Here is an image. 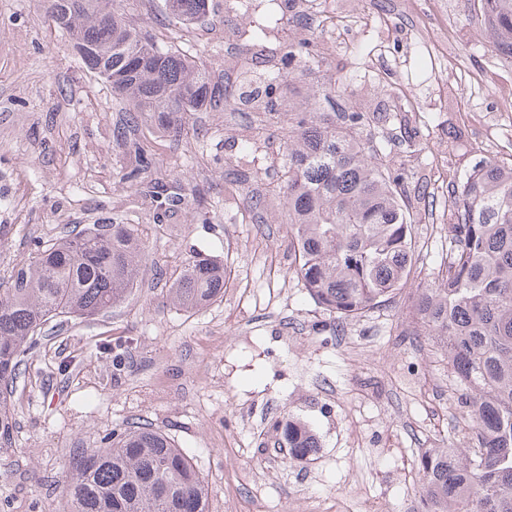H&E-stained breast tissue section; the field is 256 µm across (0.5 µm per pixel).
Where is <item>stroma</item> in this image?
<instances>
[{"instance_id": "1", "label": "stroma", "mask_w": 512, "mask_h": 512, "mask_svg": "<svg viewBox=\"0 0 512 512\" xmlns=\"http://www.w3.org/2000/svg\"><path fill=\"white\" fill-rule=\"evenodd\" d=\"M325 25L289 30L269 12L208 0L183 22L165 0H114L131 27L191 55L217 88L239 86L254 30L281 48L334 36L321 67L280 83L277 109L203 106L179 136L143 127L150 178L180 180L186 198L157 219L127 174L136 158L112 138L129 106L54 27L45 0H0V278L31 261L35 242L75 225L132 224L148 263L117 307L49 320L13 387L14 429L0 443V512H72L69 461L145 422L193 461L208 512H417L416 449L454 448L460 406L444 352L416 335L419 288L445 269L447 187L478 161L512 157V58L493 51L473 0H313ZM341 107L385 114L368 129L402 168L415 216L413 268L389 300L340 320L294 272L281 160L289 106L335 71ZM222 260L224 294L176 308L168 290L186 257ZM291 413L319 446L298 463L275 420Z\"/></svg>"}]
</instances>
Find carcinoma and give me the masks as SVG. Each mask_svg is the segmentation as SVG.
Listing matches in <instances>:
<instances>
[{
    "instance_id": "cac0c4a2",
    "label": "carcinoma",
    "mask_w": 512,
    "mask_h": 512,
    "mask_svg": "<svg viewBox=\"0 0 512 512\" xmlns=\"http://www.w3.org/2000/svg\"><path fill=\"white\" fill-rule=\"evenodd\" d=\"M105 0H74L56 26L68 32L86 66L130 102L137 115L112 131L139 157L131 173H148L152 157L137 140L148 123L178 134L183 117L215 97L211 73L184 54L160 47L125 23ZM179 19L207 13L208 0H176ZM492 47L512 56V0H474ZM314 40L288 44L292 71L320 67ZM348 93L342 73L313 90L306 109L288 108L283 170L295 272L310 296L341 319L386 301L407 279L414 260L413 213L387 155L370 145L362 110L329 113L320 103ZM161 217L184 201L183 186L140 181ZM453 247L441 280L419 289L412 319L443 348L463 388L468 428L461 448H429L418 463L421 512H512V159L486 158L449 182ZM34 260L0 283V441L10 439L7 395L25 353L54 317L107 311L136 287L148 255L129 224H89L51 244L34 243ZM224 264L186 258L169 288L174 305L197 312L224 294ZM300 460L317 439L293 417L275 425ZM73 512H207V493L191 458L164 433L142 424L73 459L65 475Z\"/></svg>"
}]
</instances>
